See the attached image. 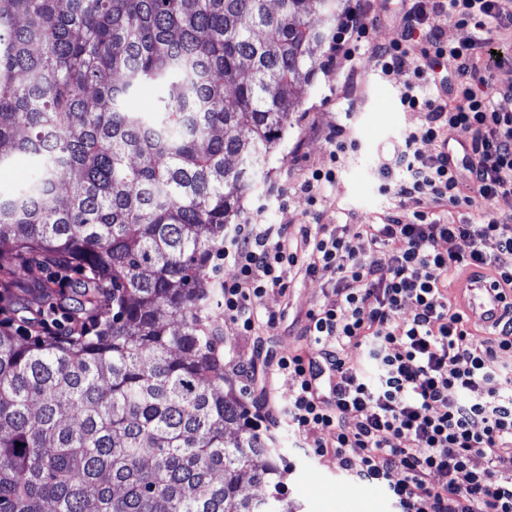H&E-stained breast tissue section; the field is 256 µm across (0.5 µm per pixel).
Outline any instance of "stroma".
<instances>
[{"mask_svg": "<svg viewBox=\"0 0 512 512\" xmlns=\"http://www.w3.org/2000/svg\"><path fill=\"white\" fill-rule=\"evenodd\" d=\"M369 5L372 23L363 42L362 65L350 78L317 67L313 84L272 157L267 180L243 200L241 220L258 214L266 223L294 227L343 224L352 234L357 225L378 223L383 214L394 210L436 212L431 200L415 204L399 199L394 187L402 178L401 171L385 174L379 169L382 156L419 134L425 114L400 102L411 73L382 75L376 52L396 37L399 19L389 0H369ZM339 128L352 139L353 146L341 158L336 182L327 188L322 204L308 206L296 186L306 173L329 166L327 136ZM289 280V288H273L265 295L264 308L281 313L282 319L276 327L263 329L260 338L238 335L235 325L225 322L223 309L214 312L224 337L225 386L249 408L263 393L271 401L287 403L294 388L291 378L271 375L265 388L259 389L249 386L240 372L257 361L262 349L282 355L306 352L302 334L306 315L326 301L334 286L327 273L308 277L293 272ZM272 433L271 445L278 448L288 467L280 484L294 512H395L383 486L351 481L337 470L333 459L300 445L287 424H279Z\"/></svg>", "mask_w": 512, "mask_h": 512, "instance_id": "stroma-1", "label": "stroma"}]
</instances>
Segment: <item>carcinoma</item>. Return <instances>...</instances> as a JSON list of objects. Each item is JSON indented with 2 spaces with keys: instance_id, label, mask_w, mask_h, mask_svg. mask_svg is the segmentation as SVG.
<instances>
[{
  "instance_id": "cac0c4a2",
  "label": "carcinoma",
  "mask_w": 512,
  "mask_h": 512,
  "mask_svg": "<svg viewBox=\"0 0 512 512\" xmlns=\"http://www.w3.org/2000/svg\"><path fill=\"white\" fill-rule=\"evenodd\" d=\"M336 7L0 0V168L33 167L0 195V512H292L244 489L279 470L224 391L211 261Z\"/></svg>"
}]
</instances>
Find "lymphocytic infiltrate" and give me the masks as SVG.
Masks as SVG:
<instances>
[{
	"label": "lymphocytic infiltrate",
	"mask_w": 512,
	"mask_h": 512,
	"mask_svg": "<svg viewBox=\"0 0 512 512\" xmlns=\"http://www.w3.org/2000/svg\"><path fill=\"white\" fill-rule=\"evenodd\" d=\"M393 2L402 28L379 54L382 73L412 71L401 102L426 113L419 135L382 164L405 173L397 195L456 207L512 199V112L500 105L512 99V83L489 95L493 74L479 54L492 29H512V0ZM431 9L472 24L473 32L443 41L426 25ZM366 27L365 13L342 15L327 68L357 67ZM440 64L447 67L440 98L421 96L418 80ZM460 130L470 138L459 157L448 145ZM425 144L431 153L422 152ZM460 167L471 173L470 184L460 185ZM442 240L459 241V250L441 251ZM219 257L224 318L243 336L261 322L276 326L278 314L262 312L261 301L282 287L287 270H322L334 280L331 299L307 315L310 355L264 357L295 388L287 404L261 405L256 420L287 422L315 455L332 456L353 480L384 486L397 512H512V318L479 337L475 320L447 294L466 276L512 296L511 222L490 211L475 224L391 212L350 237L338 224L294 230L255 217L234 226ZM352 349L363 365L348 360ZM355 448L362 451L357 461Z\"/></svg>",
	"instance_id": "obj_1"
}]
</instances>
